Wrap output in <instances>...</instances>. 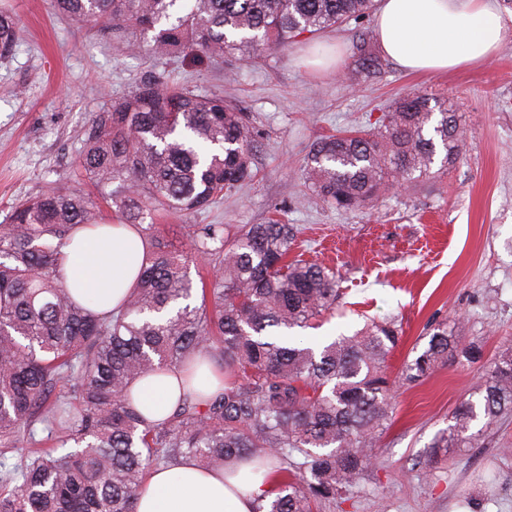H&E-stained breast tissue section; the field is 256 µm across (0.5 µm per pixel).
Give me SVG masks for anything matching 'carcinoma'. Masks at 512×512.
<instances>
[{"mask_svg": "<svg viewBox=\"0 0 512 512\" xmlns=\"http://www.w3.org/2000/svg\"><path fill=\"white\" fill-rule=\"evenodd\" d=\"M58 10L99 28L125 50L165 57L226 54L257 62L297 36L347 25L373 0H55ZM18 27L0 12V59ZM350 66L367 82L383 63L370 41L353 43ZM465 129L447 102L424 90L394 99L376 131L340 130L310 147L311 188L323 202L353 211L374 203L388 183L412 184L435 156L452 166ZM253 137L245 116L219 94L141 82L93 120L78 156L119 224L137 227L146 245L138 279L120 311L102 315L77 300L60 274L62 248L79 228H96L101 209L80 185L58 182L12 209L0 224V512H136L147 470L184 458L204 469L238 459L265 465L270 499L256 512H317L345 501L377 459L391 419L394 382L386 367L400 326L370 320L318 349L289 335L316 326L336 308V272L288 259L294 224H207L193 252L216 269L192 306L188 255L146 222L157 212L209 208L254 177ZM455 325L433 326L428 346L405 364L416 381L440 362L480 360L457 340ZM206 360L220 377L207 395L190 390L172 414L151 421L133 405L130 385ZM66 386L64 390L57 387ZM512 411V350L482 366L473 397L432 446L472 448L480 432ZM55 441L41 449L38 432ZM27 446H18L20 433ZM301 461L293 460V456Z\"/></svg>", "mask_w": 512, "mask_h": 512, "instance_id": "cac0c4a2", "label": "carcinoma"}]
</instances>
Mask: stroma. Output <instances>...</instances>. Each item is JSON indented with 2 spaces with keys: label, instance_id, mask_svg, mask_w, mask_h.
Here are the masks:
<instances>
[{
  "label": "stroma",
  "instance_id": "obj_1",
  "mask_svg": "<svg viewBox=\"0 0 512 512\" xmlns=\"http://www.w3.org/2000/svg\"><path fill=\"white\" fill-rule=\"evenodd\" d=\"M15 14L19 40L0 59V223L13 206L73 178L84 134L106 103L126 97L151 75L171 85L223 95L243 112L255 139L257 175L210 209L159 220L185 250L208 224H263L284 217L301 233L295 254L335 269L334 314L303 330L319 347L395 319L401 338L387 358L394 410L379 456L348 501L321 512H512V413L483 427L476 447L432 460L431 447L454 409L475 390L481 363L512 339V6H502L503 36L490 60L446 74H416L387 62L374 83L349 68L357 37L373 38L372 16L311 40L268 50L256 63L225 56L194 67L131 53L96 30L79 28L52 0H0ZM324 50L310 62L309 47ZM420 88L448 101L467 130L460 160L434 163L417 186L395 185L372 206L343 212L308 188L305 158L323 136L376 128L397 94ZM454 322L480 363L437 366L401 380L423 351L432 325Z\"/></svg>",
  "mask_w": 512,
  "mask_h": 512
}]
</instances>
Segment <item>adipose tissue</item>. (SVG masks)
I'll list each match as a JSON object with an SVG mask.
<instances>
[{"label":"adipose tissue","mask_w":512,"mask_h":512,"mask_svg":"<svg viewBox=\"0 0 512 512\" xmlns=\"http://www.w3.org/2000/svg\"><path fill=\"white\" fill-rule=\"evenodd\" d=\"M374 18L381 51L409 72L454 71L501 45L498 0H376ZM65 253L64 275L75 296L93 293L98 311L108 312L131 285L143 242L132 226L116 224L108 235L75 232ZM181 392L180 377L171 372L139 382L132 395L144 416L160 420ZM270 489L264 475L204 470L187 459L173 470L150 471L137 512H254Z\"/></svg>","instance_id":"ef3b65f1"}]
</instances>
